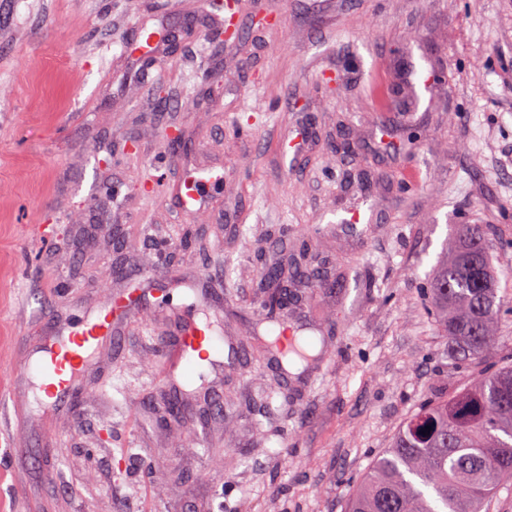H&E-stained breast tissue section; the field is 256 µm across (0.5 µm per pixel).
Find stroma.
I'll list each match as a JSON object with an SVG mask.
<instances>
[{"instance_id":"obj_1","label":"stroma","mask_w":512,"mask_h":512,"mask_svg":"<svg viewBox=\"0 0 512 512\" xmlns=\"http://www.w3.org/2000/svg\"><path fill=\"white\" fill-rule=\"evenodd\" d=\"M273 2L281 23L259 32L240 0L241 36L214 56L213 0H0L7 512H345L411 411L512 361V0ZM142 27L162 39L143 47ZM414 62L434 76L423 95L401 72ZM170 126L186 149L166 142ZM204 176L206 208L182 205L185 181ZM353 208L364 222L340 223ZM94 222L119 229L124 273L102 240L83 241ZM461 224L487 225L500 279L479 364L454 360L428 299ZM198 238L233 269L221 295ZM291 245L330 282L300 283L308 297L286 316L323 330L321 357L279 376L252 345L200 380L234 405L168 427L149 417L168 392L156 372L175 286L210 304L225 339L254 338L257 258ZM136 287L134 327L49 413L18 374L34 342ZM124 448L130 473L115 465Z\"/></svg>"}]
</instances>
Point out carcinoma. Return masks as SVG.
I'll list each match as a JSON object with an SVG mask.
<instances>
[{
    "mask_svg": "<svg viewBox=\"0 0 512 512\" xmlns=\"http://www.w3.org/2000/svg\"><path fill=\"white\" fill-rule=\"evenodd\" d=\"M257 288L271 322L285 330L277 314L299 296L269 268H260ZM498 288L485 226L461 225L458 244L438 265L429 290L439 330L472 363L494 347ZM511 483L512 363L410 413L374 459L347 512H485Z\"/></svg>",
    "mask_w": 512,
    "mask_h": 512,
    "instance_id": "cac0c4a2",
    "label": "carcinoma"
}]
</instances>
